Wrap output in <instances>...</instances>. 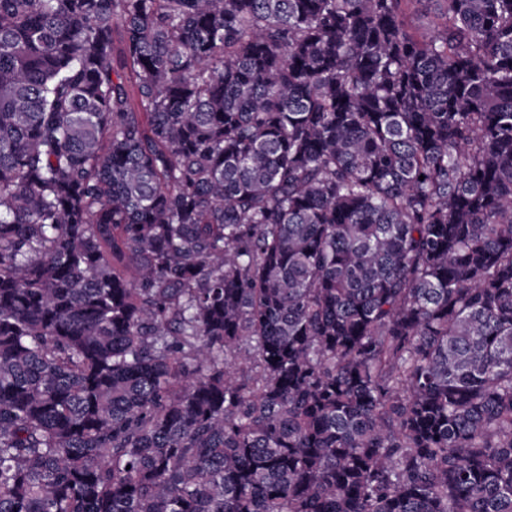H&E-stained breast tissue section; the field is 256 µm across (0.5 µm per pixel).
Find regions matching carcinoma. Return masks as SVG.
Masks as SVG:
<instances>
[{
	"mask_svg": "<svg viewBox=\"0 0 512 512\" xmlns=\"http://www.w3.org/2000/svg\"><path fill=\"white\" fill-rule=\"evenodd\" d=\"M0 0V512H512V0Z\"/></svg>",
	"mask_w": 512,
	"mask_h": 512,
	"instance_id": "cac0c4a2",
	"label": "carcinoma"
}]
</instances>
